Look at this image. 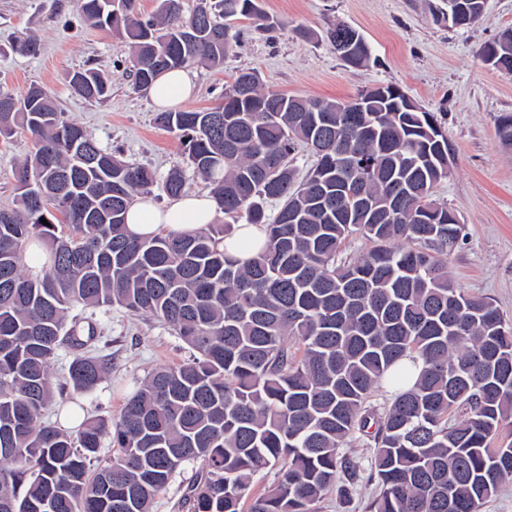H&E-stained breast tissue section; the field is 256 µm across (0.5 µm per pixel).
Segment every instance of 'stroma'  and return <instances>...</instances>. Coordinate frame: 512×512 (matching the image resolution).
Listing matches in <instances>:
<instances>
[{
	"instance_id": "stroma-1",
	"label": "stroma",
	"mask_w": 512,
	"mask_h": 512,
	"mask_svg": "<svg viewBox=\"0 0 512 512\" xmlns=\"http://www.w3.org/2000/svg\"><path fill=\"white\" fill-rule=\"evenodd\" d=\"M442 0H263L269 15L287 29L271 34L241 21L237 45L223 69L193 67L196 80L187 109L224 100L233 75L259 71L266 89L310 98L346 100L378 85L401 87L422 108L439 113L454 162L436 196L466 224L468 238L448 257L455 282L467 295L491 298L512 322V146L502 145L495 121L512 113V77L482 60L484 46L512 28V0H486L485 14L467 28H454L434 14ZM343 23L368 42L373 60L354 68L344 63L323 33ZM313 32L310 40L294 27ZM36 36L38 56L13 49L15 38ZM125 40L87 25L73 0H0V87L47 88L68 119L79 123L104 148L166 173L183 162L175 133L155 122L150 95L134 92ZM95 68L112 91L100 102L71 93L68 76ZM24 131L0 137V207L13 202L14 170L31 151ZM112 354V373L83 396L88 413L116 418L127 398L155 368L187 360L181 340L155 320L115 308L96 315Z\"/></svg>"
}]
</instances>
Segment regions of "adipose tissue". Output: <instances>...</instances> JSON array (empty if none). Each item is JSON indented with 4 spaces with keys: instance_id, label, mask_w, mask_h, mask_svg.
Returning <instances> with one entry per match:
<instances>
[{
    "instance_id": "adipose-tissue-1",
    "label": "adipose tissue",
    "mask_w": 512,
    "mask_h": 512,
    "mask_svg": "<svg viewBox=\"0 0 512 512\" xmlns=\"http://www.w3.org/2000/svg\"><path fill=\"white\" fill-rule=\"evenodd\" d=\"M194 75L179 69L162 75L151 90L154 104L162 109L178 106L194 91ZM216 206L209 194H189L157 207L151 199L135 198L127 213V228L135 235H154L159 230L192 231L212 223Z\"/></svg>"
}]
</instances>
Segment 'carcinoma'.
<instances>
[{"instance_id":"obj_1","label":"carcinoma","mask_w":512,"mask_h":512,"mask_svg":"<svg viewBox=\"0 0 512 512\" xmlns=\"http://www.w3.org/2000/svg\"><path fill=\"white\" fill-rule=\"evenodd\" d=\"M260 2L197 0L186 14L182 0H158L149 19L136 0L76 6L129 40L133 89L147 93L173 69L224 68L238 20L283 28ZM452 2L473 24L483 17L486 0ZM350 33L344 61L368 65L369 44ZM491 45L511 77L512 28ZM69 86L88 101L111 89L93 68ZM155 121L185 143L186 168L167 173L164 194H185L189 169L223 222L130 234L128 208L151 196L156 171L102 148L45 88L0 90V136L23 129L33 142L13 206L0 208V512H151L191 462L187 512H316L364 480L378 487L369 512H480L512 481V444L493 445L512 426V323L448 269L467 233L435 199L452 152L436 113L413 111L391 84L321 100L241 71L220 106ZM301 146L314 161L299 180ZM236 224L266 226L242 265L222 249ZM353 235L370 247L348 258ZM35 240L46 247L36 272ZM115 306L157 320L192 354L142 381L117 421L88 416L69 431L49 411L60 401L78 418L76 396L112 372L95 311ZM62 348L72 360L58 378ZM406 358L423 368L405 389ZM384 383L396 392L379 405ZM352 439L372 450L367 476L341 452ZM267 469L274 481L254 492Z\"/></svg>"}]
</instances>
